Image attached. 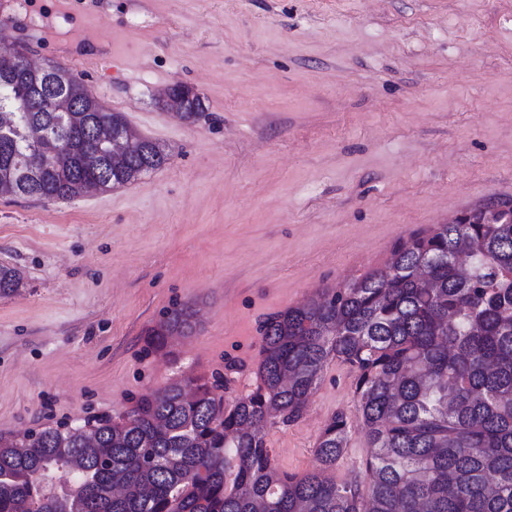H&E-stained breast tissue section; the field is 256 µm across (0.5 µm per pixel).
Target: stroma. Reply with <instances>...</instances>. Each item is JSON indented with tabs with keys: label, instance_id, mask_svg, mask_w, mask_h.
Instances as JSON below:
<instances>
[{
	"label": "stroma",
	"instance_id": "obj_1",
	"mask_svg": "<svg viewBox=\"0 0 512 512\" xmlns=\"http://www.w3.org/2000/svg\"><path fill=\"white\" fill-rule=\"evenodd\" d=\"M71 69L170 155L71 200L0 196V436L121 417L136 398L225 373L257 384L260 326L384 268L394 246L512 205V0H0V24ZM203 99L192 122L161 93ZM192 332L149 348L174 307ZM353 374L332 361L304 416L267 430L282 470L331 477L368 452Z\"/></svg>",
	"mask_w": 512,
	"mask_h": 512
}]
</instances>
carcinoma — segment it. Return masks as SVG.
I'll return each mask as SVG.
<instances>
[{
  "label": "carcinoma",
  "mask_w": 512,
  "mask_h": 512,
  "mask_svg": "<svg viewBox=\"0 0 512 512\" xmlns=\"http://www.w3.org/2000/svg\"><path fill=\"white\" fill-rule=\"evenodd\" d=\"M21 67L17 57L0 63V191L76 197L169 161L77 76L67 94L82 111L57 112ZM177 101L186 121L204 111L199 96ZM90 126L123 135L120 166L109 137H87ZM37 151L47 154L43 177L20 181L18 165ZM20 284L0 267V295ZM192 318L169 310L153 344L192 329ZM260 333L259 384L231 402L214 374L143 395L88 431L1 437L0 512H512V206L400 241L384 269L268 317ZM334 359L354 374L369 445L361 482L327 475L349 443L342 412L319 435L317 470H281L265 439V427L304 415Z\"/></svg>",
  "instance_id": "cac0c4a2"
}]
</instances>
